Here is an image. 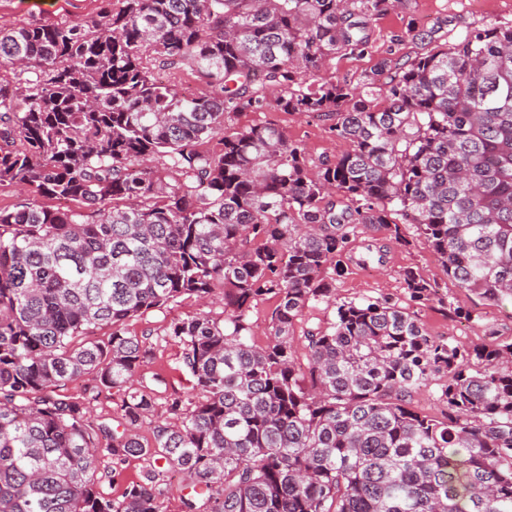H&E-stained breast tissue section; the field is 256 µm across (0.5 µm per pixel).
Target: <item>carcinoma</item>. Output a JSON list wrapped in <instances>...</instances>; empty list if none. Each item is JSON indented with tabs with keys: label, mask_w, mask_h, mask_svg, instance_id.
Listing matches in <instances>:
<instances>
[{
	"label": "carcinoma",
	"mask_w": 512,
	"mask_h": 512,
	"mask_svg": "<svg viewBox=\"0 0 512 512\" xmlns=\"http://www.w3.org/2000/svg\"><path fill=\"white\" fill-rule=\"evenodd\" d=\"M103 0L87 20L0 30V512H512V342L462 350L389 299L336 302L334 274L382 263L360 224H412L459 287L512 300V23L465 28L363 88L302 86L405 0ZM189 68L185 94L151 63ZM313 112L351 149L317 170L274 123ZM219 139L221 149L207 148ZM66 200L53 208L41 199ZM410 297L436 288L404 272ZM277 300L259 346L250 312ZM155 339L126 323L182 302ZM333 306L308 332L312 303ZM111 329L105 339L95 329ZM179 349L186 391L152 422L157 351ZM441 376L443 419L409 408ZM83 380L80 394L66 386ZM117 425L94 420L103 392ZM151 425V438L138 430ZM130 458L150 461L114 498ZM333 312L330 307L324 302L312 304L306 308L295 322L293 326L294 336V358L298 365H306L308 362V353L306 349L307 342L304 339V334L310 329L317 326H326L328 319L332 318ZM169 493L165 499L166 512H182L183 504L181 498L190 492L187 482L179 474H169L167 477Z\"/></svg>",
	"instance_id": "1"
}]
</instances>
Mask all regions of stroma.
<instances>
[{
    "mask_svg": "<svg viewBox=\"0 0 512 512\" xmlns=\"http://www.w3.org/2000/svg\"><path fill=\"white\" fill-rule=\"evenodd\" d=\"M101 0H52L41 8L36 0H0V28L4 30L37 22L42 24L75 21L95 15ZM448 20L449 36L468 27H484L494 22L512 21V0H408L372 23V46L368 51L341 52L331 57L321 73L304 74L303 82L316 86L320 80L336 78L360 85L372 78L383 60L411 59L427 51L428 46L412 38L409 26L431 27L435 21ZM236 126L272 122L282 127L290 140L301 144L310 167L322 160L336 158L349 145L336 138L328 122L304 112H240L232 118ZM403 241H396L379 225L359 227L351 239L353 249L372 241L385 252L383 265H353L336 278L337 301L359 302L366 298L390 297L401 306H410L402 273L410 269L436 286L440 301L422 306L418 315L430 335L448 338L464 348L495 340L512 341V303L485 304L472 293L459 288L448 277L436 254L424 243L413 226L403 228Z\"/></svg>",
    "mask_w": 512,
    "mask_h": 512,
    "instance_id": "obj_1",
    "label": "stroma"
}]
</instances>
